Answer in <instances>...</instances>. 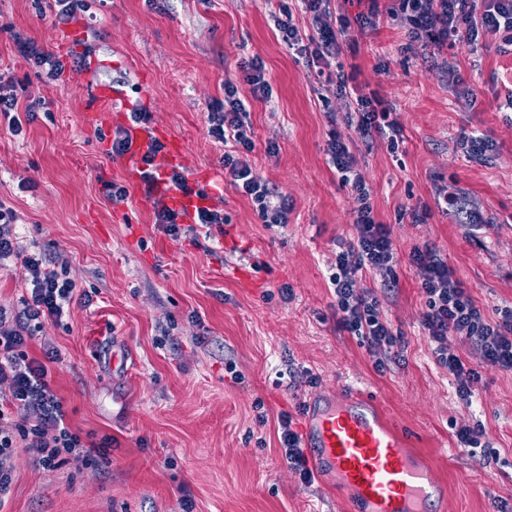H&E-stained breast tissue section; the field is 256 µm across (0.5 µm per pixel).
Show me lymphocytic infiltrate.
Here are the masks:
<instances>
[{
    "mask_svg": "<svg viewBox=\"0 0 512 512\" xmlns=\"http://www.w3.org/2000/svg\"><path fill=\"white\" fill-rule=\"evenodd\" d=\"M313 15L312 33L301 32L288 6H280L274 26L282 40L299 52L311 55L315 64L328 63L341 53L339 39L350 29L376 26L378 0H368L367 11L355 17L333 15L330 0H304ZM392 11L406 28L410 42L422 49L439 51L447 44L466 41L477 44L483 34L512 33V0H398ZM337 95L347 98L346 119L363 138L379 135L389 148L403 139L402 128L391 120L390 108L377 92L349 85L344 74L336 76ZM245 106L237 86L224 87L223 100L214 101L208 112L209 134L227 144L224 170L244 194L250 197L266 226L286 223L287 200H275L268 184L253 173L250 155L254 142L245 123ZM326 153L343 184L356 194L354 222L359 236L336 256L329 280L338 326L357 336L376 356L374 368L385 372L389 362L399 358L405 347L403 337L394 333L382 315L379 301L369 291L358 288L360 271L367 268L392 270L397 262L388 225L377 222L370 189L357 170L352 148L337 135H330ZM15 215L0 208V262L19 259L24 276L31 284L28 297L14 317L0 311V385L9 394L0 402V420L13 417L11 428L0 429V505L8 498L13 483L6 462L15 449H28L35 468L51 472L68 456L95 462L105 458L111 438H95L72 431L66 422L63 403L47 380L49 364L59 362L61 353L49 348L43 359L29 357L25 346L33 334L32 326L44 320L60 319L73 299L76 283L67 268L52 267L46 255L20 254L12 229ZM411 261L420 275L425 296L422 323L433 344L437 363L454 379L455 393L463 404H471L482 376L458 353L450 351L449 337L477 349L484 365L512 371V309L504 310L500 320L488 321L472 297L455 279L454 272L432 248H414ZM291 415H281L278 438L290 470L304 484H312L314 472L308 465L302 436L292 427Z\"/></svg>",
    "mask_w": 512,
    "mask_h": 512,
    "instance_id": "1",
    "label": "lymphocytic infiltrate"
}]
</instances>
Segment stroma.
Returning a JSON list of instances; mask_svg holds the SVG:
<instances>
[{
    "label": "stroma",
    "instance_id": "1",
    "mask_svg": "<svg viewBox=\"0 0 512 512\" xmlns=\"http://www.w3.org/2000/svg\"><path fill=\"white\" fill-rule=\"evenodd\" d=\"M283 1L299 29L311 30L303 0H107L64 24L32 0H0V79L15 85L22 124L13 132L0 115V202L16 214L20 246L68 265L91 297L43 322L27 350L38 359L60 350L51 384L71 426L112 438L99 464L73 456L52 472L16 449L0 512H183L186 498L193 512H349L330 479L305 485L288 470L277 429L286 412L304 432L312 397L352 390L373 397L429 462L442 488L434 512L512 502V372L449 340L482 375L472 404L456 399L422 326L425 298L410 260L414 248L434 247L488 320L512 307V44L489 33L478 50L443 49L431 67L406 49L392 0H379L376 28L343 37L339 67L321 72L275 29ZM20 36L63 61L59 79L22 56ZM251 60L264 65L268 99L249 95ZM340 69L391 104L403 129L398 149L347 123L331 80ZM228 82L246 98L254 173L288 199L283 226L263 224L208 133V107ZM101 85L121 95L120 111L98 103ZM136 105L150 112L149 128L184 141L186 177L211 173L223 233L174 240L156 224L143 182L112 151ZM463 131L482 134L493 151L468 157ZM333 134L353 143L399 255L392 272L368 268L358 278L406 341L383 374L332 308L336 255L359 235L354 194L326 155ZM109 181L125 185L128 199L110 202ZM445 187L464 194L472 223L437 207ZM413 208L428 219L413 221ZM465 425L484 429L489 460L459 447Z\"/></svg>",
    "mask_w": 512,
    "mask_h": 512
}]
</instances>
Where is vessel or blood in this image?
I'll return each mask as SVG.
<instances>
[{
  "label": "vessel or blood",
  "instance_id": "b4317fda",
  "mask_svg": "<svg viewBox=\"0 0 512 512\" xmlns=\"http://www.w3.org/2000/svg\"><path fill=\"white\" fill-rule=\"evenodd\" d=\"M195 182L192 192L169 197L187 216L211 198L207 175L197 173ZM306 446L315 470L346 494L353 512H429L441 493L428 464L362 394L310 399Z\"/></svg>",
  "mask_w": 512,
  "mask_h": 512
}]
</instances>
